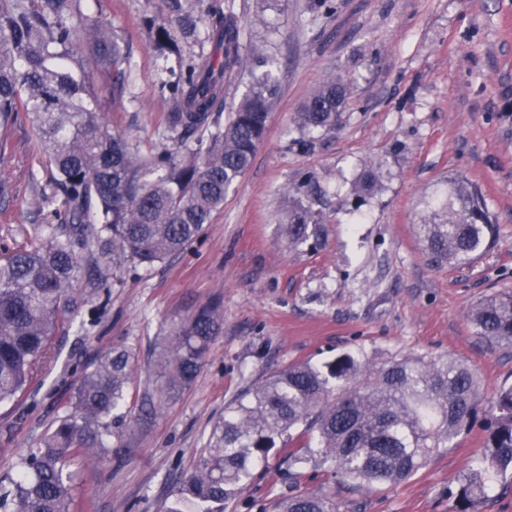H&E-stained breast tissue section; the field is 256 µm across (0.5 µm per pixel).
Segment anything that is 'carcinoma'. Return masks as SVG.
I'll return each mask as SVG.
<instances>
[{
	"instance_id": "1",
	"label": "carcinoma",
	"mask_w": 512,
	"mask_h": 512,
	"mask_svg": "<svg viewBox=\"0 0 512 512\" xmlns=\"http://www.w3.org/2000/svg\"><path fill=\"white\" fill-rule=\"evenodd\" d=\"M77 2L0 0V125L23 117L35 128L38 150L56 172L42 206L59 219L0 253V402L18 399L38 376L56 336L88 303L82 289L99 287L100 258L115 278L126 269L147 272L198 240L249 168L279 90L265 70L236 108L224 112L226 82L269 60L256 45L243 49L230 6L213 5L204 38L211 49L190 58L171 82L174 111L143 151L112 132L96 109L75 48ZM84 32L95 43L93 63L124 83L129 59L106 26L89 23ZM346 94L340 80L321 86L298 112L301 131L334 128ZM310 183L307 177L298 186V193L307 189L305 200L281 225L291 250L314 248L324 235ZM419 229L434 266L467 265L496 237L484 198L464 179L448 183V195L428 209ZM470 322L486 341L512 346V289L478 302ZM223 326L218 299L170 325L154 355L165 400L196 377ZM132 375L126 349H111L86 369L39 446L0 473V512H74L70 463L109 454L107 440L122 421L118 410ZM483 399L475 371L452 358L377 361L358 349L321 366L290 365L227 405L195 472L164 512H224L272 451L288 456L295 479L320 466L328 484L276 496L260 512H342L332 483L370 489L410 478L470 429ZM491 410L487 451L461 480L454 512H469L497 476L512 473V385L495 393Z\"/></svg>"
}]
</instances>
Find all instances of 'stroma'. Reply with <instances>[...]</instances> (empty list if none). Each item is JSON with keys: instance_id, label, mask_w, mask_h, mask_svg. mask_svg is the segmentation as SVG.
<instances>
[{"instance_id": "1", "label": "stroma", "mask_w": 512, "mask_h": 512, "mask_svg": "<svg viewBox=\"0 0 512 512\" xmlns=\"http://www.w3.org/2000/svg\"><path fill=\"white\" fill-rule=\"evenodd\" d=\"M244 45L274 59L279 95L245 174L203 236L151 271L123 274L89 291L58 356L43 365L19 402L0 403V471L37 447L71 398L75 382L103 352L124 348L135 374L122 408L117 455L77 463L78 512H162L196 468L213 423L248 387L292 363L322 364L359 348L391 356H447L482 379L486 395L512 385V347L476 336L470 310L512 288V0H229ZM78 18L106 25L130 61L123 89L94 72L99 111L140 146L158 138L176 56L157 49L164 26L183 56L170 0H80ZM348 97L334 129L311 147L296 115L330 77ZM372 191H359L368 172ZM55 172L26 121L0 127V251L23 244L52 220L40 205ZM461 177L482 192L497 220L496 245L464 267L431 266L418 235L428 202ZM310 180L326 218L320 247L294 252L280 229L292 187ZM219 297L224 330L194 382L149 421L147 393L160 372L151 359L169 324ZM482 423L409 479L372 490L337 485L346 512H448L451 492L481 457ZM294 485L282 455L258 468L224 512H258Z\"/></svg>"}]
</instances>
